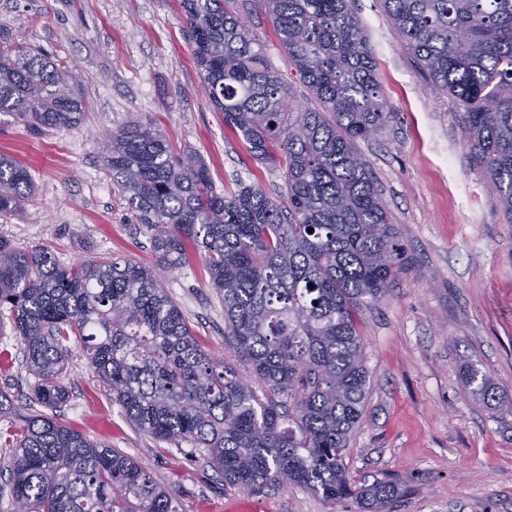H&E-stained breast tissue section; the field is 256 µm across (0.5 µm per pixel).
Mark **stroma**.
Instances as JSON below:
<instances>
[{"instance_id": "obj_1", "label": "stroma", "mask_w": 512, "mask_h": 512, "mask_svg": "<svg viewBox=\"0 0 512 512\" xmlns=\"http://www.w3.org/2000/svg\"><path fill=\"white\" fill-rule=\"evenodd\" d=\"M238 7L294 105L316 108L258 0ZM356 7L398 114L380 139L356 147L409 263L387 296L361 312L370 390L345 463L358 485L401 480L385 512H512V412L476 399L461 377L477 366L512 399V226L469 159L461 104L430 89L380 0H356ZM0 36L56 52L80 75L87 98L76 128L33 131L0 114V154L26 166L35 182L24 212L0 220V237L14 246L48 248L67 266L111 256L154 263L150 236L102 158L103 133L135 121L153 122L178 152L200 155L225 196L243 184L285 194L282 169L256 161L212 105L179 0H0ZM164 280L206 350L268 394L227 334L203 261ZM64 383L62 420L146 466L178 512H223L225 500L241 496L202 449L136 429L79 351ZM0 391L9 397L0 407L3 432L34 412L33 379L7 327L0 329ZM258 496L267 512H359L354 499L331 504L294 485L268 486Z\"/></svg>"}]
</instances>
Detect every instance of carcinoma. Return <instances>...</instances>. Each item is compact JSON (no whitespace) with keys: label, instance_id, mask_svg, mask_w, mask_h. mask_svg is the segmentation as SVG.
Instances as JSON below:
<instances>
[{"label":"carcinoma","instance_id":"obj_1","mask_svg":"<svg viewBox=\"0 0 512 512\" xmlns=\"http://www.w3.org/2000/svg\"><path fill=\"white\" fill-rule=\"evenodd\" d=\"M322 109H299L242 22L237 0H181L193 58L224 123L256 160L280 167L279 200L240 185L226 197L207 165L172 149L150 122L103 142L105 170L156 265L124 259L65 266L45 248L0 238V325L23 346L33 396L46 412L3 435L13 512H177L148 469L51 416L69 394L70 344L130 422L158 441L207 452L224 483L292 484L332 502L382 512L391 478L352 485L343 462L362 422L369 372L359 313L401 269L398 231L356 142L397 119L376 73L355 0H262ZM394 34L431 89L464 107V142L512 224V0H382ZM87 104L60 58L0 39V112L35 130L76 128ZM34 195L28 170L0 156V217ZM199 254L236 349L288 408L262 399L197 341L162 272ZM465 384L500 403L475 367Z\"/></svg>","mask_w":512,"mask_h":512}]
</instances>
